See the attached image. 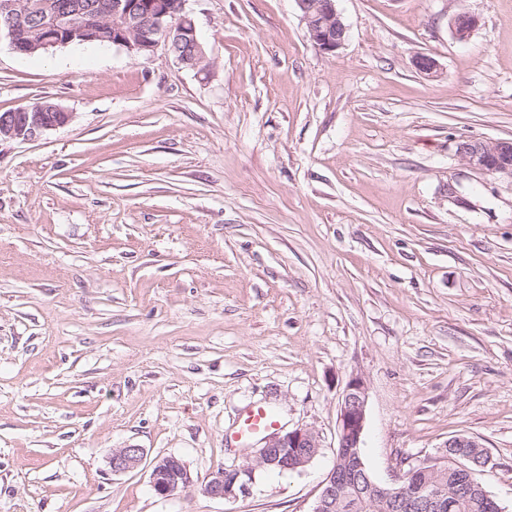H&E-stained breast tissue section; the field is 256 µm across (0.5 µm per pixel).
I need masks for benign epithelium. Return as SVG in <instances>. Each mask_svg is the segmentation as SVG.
I'll return each instance as SVG.
<instances>
[{
	"label": "benign epithelium",
	"mask_w": 512,
	"mask_h": 512,
	"mask_svg": "<svg viewBox=\"0 0 512 512\" xmlns=\"http://www.w3.org/2000/svg\"><path fill=\"white\" fill-rule=\"evenodd\" d=\"M305 25L306 36L311 44L323 53L340 48L347 37V26L336 6V0H296ZM185 0H179L176 15L165 0H112V18L101 23L106 30L105 40L124 48L134 56L154 53L159 42H164L169 54L183 68L205 73L210 67L202 44L197 37L193 18L186 13ZM35 7L33 0H0V34H5L16 52L31 53L38 48L50 51L67 46L81 35L83 27L74 19L61 16L52 31L33 32L14 22L19 12ZM479 26L477 16L459 12L452 28L455 38L464 42ZM83 36V35H81ZM95 35L83 36V39ZM73 113L61 106L52 105L50 112H8L0 116V140L32 141L44 133L66 126ZM456 154L465 163L483 173L512 179V140L463 139L456 143ZM366 387L362 378H352L346 386L340 402L338 418L337 463L321 485L320 493L311 512H333L340 498V489L347 477L349 456L347 448L362 447L366 422ZM253 462L238 468L220 469L204 486L203 492L220 499H234L247 489L257 468L277 467L283 471L297 470L307 465L321 448L319 433L310 427H297L291 431L281 429L262 440ZM145 459L142 448H116L110 464L115 474L138 469ZM191 475L181 458L160 455L150 464V484L159 496H169L187 487ZM364 493L370 502L380 498L383 508L398 512H444L445 504L438 497L417 501L402 498V490L391 491L386 485L365 478Z\"/></svg>",
	"instance_id": "1"
}]
</instances>
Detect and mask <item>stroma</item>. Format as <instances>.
I'll use <instances>...</instances> for the list:
<instances>
[{
	"label": "stroma",
	"mask_w": 512,
	"mask_h": 512,
	"mask_svg": "<svg viewBox=\"0 0 512 512\" xmlns=\"http://www.w3.org/2000/svg\"><path fill=\"white\" fill-rule=\"evenodd\" d=\"M336 5L325 54L295 0H186L201 75L161 48L0 40V112L73 114L0 142V512H310L356 376L378 481L463 434L512 512V180L455 153L512 139V0ZM256 405L318 454L207 496L254 457L232 434ZM132 446L191 483L113 473ZM191 483V475L181 458L156 456L150 464V484L159 496H169Z\"/></svg>",
	"instance_id": "obj_1"
}]
</instances>
